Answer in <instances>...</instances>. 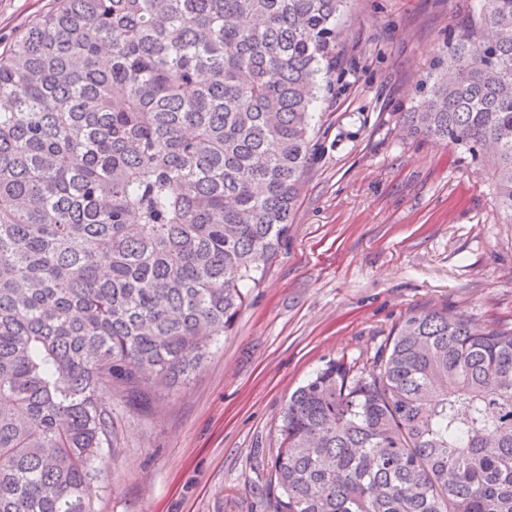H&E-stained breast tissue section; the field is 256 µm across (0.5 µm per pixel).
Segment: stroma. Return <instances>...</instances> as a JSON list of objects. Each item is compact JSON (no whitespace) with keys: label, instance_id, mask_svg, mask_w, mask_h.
I'll list each match as a JSON object with an SVG mask.
<instances>
[{"label":"stroma","instance_id":"1","mask_svg":"<svg viewBox=\"0 0 512 512\" xmlns=\"http://www.w3.org/2000/svg\"><path fill=\"white\" fill-rule=\"evenodd\" d=\"M473 3L347 0L342 79L315 105L288 234L185 385L147 409L113 398L96 512H270L283 409L328 361H372L415 309L512 327V224L490 171L399 118ZM51 5L0 0V50Z\"/></svg>","mask_w":512,"mask_h":512}]
</instances>
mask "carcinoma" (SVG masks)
<instances>
[{
	"label": "carcinoma",
	"mask_w": 512,
	"mask_h": 512,
	"mask_svg": "<svg viewBox=\"0 0 512 512\" xmlns=\"http://www.w3.org/2000/svg\"><path fill=\"white\" fill-rule=\"evenodd\" d=\"M344 0H56L0 53V512H96L116 394L197 369L288 232ZM403 124L512 223V0ZM273 512H512V329L414 310L286 404Z\"/></svg>",
	"instance_id": "carcinoma-1"
}]
</instances>
